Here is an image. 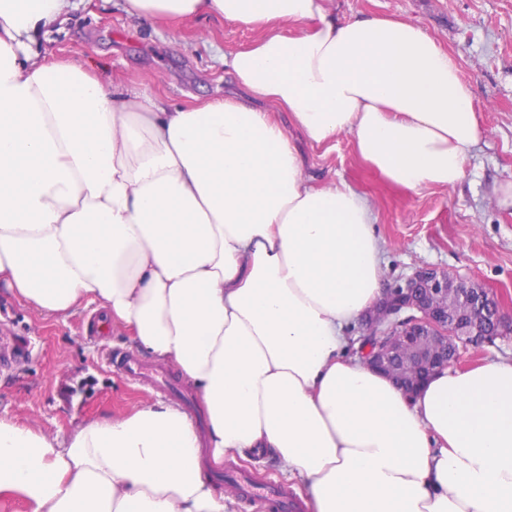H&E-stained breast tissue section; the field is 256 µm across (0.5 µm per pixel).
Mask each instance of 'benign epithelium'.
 I'll use <instances>...</instances> for the list:
<instances>
[{"mask_svg":"<svg viewBox=\"0 0 512 512\" xmlns=\"http://www.w3.org/2000/svg\"><path fill=\"white\" fill-rule=\"evenodd\" d=\"M365 323L376 340L365 347L364 358L385 374L392 361L422 336H436L452 344L451 353L437 351L427 356L428 371L407 388L409 396L431 375L455 368L468 347L512 334V320H506L494 294L432 266L416 269L404 283L387 289Z\"/></svg>","mask_w":512,"mask_h":512,"instance_id":"obj_1","label":"benign epithelium"}]
</instances>
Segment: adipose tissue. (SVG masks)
Listing matches in <instances>:
<instances>
[{"label":"adipose tissue","instance_id":"obj_1","mask_svg":"<svg viewBox=\"0 0 512 512\" xmlns=\"http://www.w3.org/2000/svg\"><path fill=\"white\" fill-rule=\"evenodd\" d=\"M77 0H0V288L44 320L98 304L185 375L208 434L157 400L51 436L0 417V493L32 512H230L202 474L255 450L313 512H512V359L414 397L347 329L383 298L369 199L311 184L279 120L348 136L389 181L459 185L484 135L455 55L398 18L326 0H121L152 28L259 30L224 54L240 93L168 107L35 44Z\"/></svg>","mask_w":512,"mask_h":512}]
</instances>
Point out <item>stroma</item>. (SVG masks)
I'll return each instance as SVG.
<instances>
[{"instance_id":"obj_1","label":"stroma","mask_w":512,"mask_h":512,"mask_svg":"<svg viewBox=\"0 0 512 512\" xmlns=\"http://www.w3.org/2000/svg\"><path fill=\"white\" fill-rule=\"evenodd\" d=\"M328 6L339 17L396 16L424 27L457 56L485 135L461 184L416 194L365 164L349 137L318 146L289 127L307 175L317 183L342 179L367 195L385 246L386 286L419 267L436 266L492 289L512 316V207L500 206L495 192L512 180V0H329ZM256 36L214 17L156 31L110 0H83L38 48L47 62L77 61L116 85H152L166 104L179 107L232 93L234 83L219 55L246 47ZM99 317L91 304L66 319L46 321L1 292L0 344L11 343L16 354L0 358V414L63 435L77 422L165 400L179 403L205 429L201 400L172 367L156 366L171 376L174 386L168 389L145 386L110 365V358L133 348L120 329L93 334ZM228 470L285 490L302 503V512H312L305 491L266 454L225 461L207 474L221 488Z\"/></svg>"}]
</instances>
